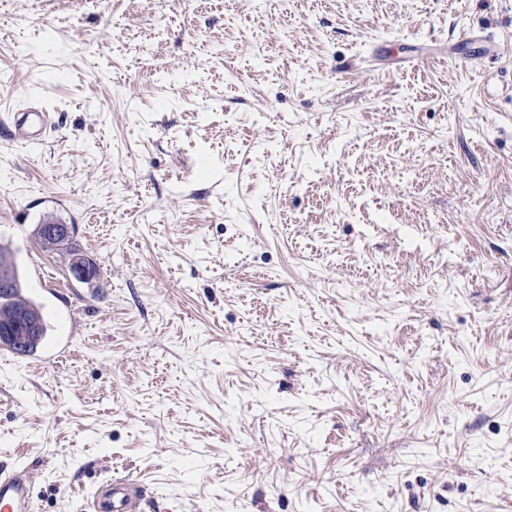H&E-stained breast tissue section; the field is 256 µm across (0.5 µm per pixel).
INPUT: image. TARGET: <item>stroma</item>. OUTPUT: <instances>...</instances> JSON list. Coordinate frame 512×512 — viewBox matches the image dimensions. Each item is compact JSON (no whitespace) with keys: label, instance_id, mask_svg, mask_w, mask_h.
<instances>
[{"label":"stroma","instance_id":"stroma-1","mask_svg":"<svg viewBox=\"0 0 512 512\" xmlns=\"http://www.w3.org/2000/svg\"><path fill=\"white\" fill-rule=\"evenodd\" d=\"M1 244L34 512H512V0H0ZM50 125L51 113L39 105H32L26 111L16 113L11 135L16 140L38 144L43 142L44 134ZM54 224L53 222H45L44 224H38L37 226V236L40 241V243L49 250H65L67 255L70 257L71 266L72 268L76 267L79 264H85L89 263L87 259H85L84 255L81 253L80 249L77 247L76 242L74 241V233L75 230L72 228V233L69 236V239L66 242H63L59 238H52L50 237L45 229H47L48 232L51 235H57L59 237H66L69 232L71 231V228L67 225L57 224V226H51ZM6 254L8 256L0 257V324L10 323L16 317L24 314L29 321L34 325L37 333L34 336H14L13 332L24 328L26 332H31V324L23 317L16 318L11 324H5L4 327L0 326V335L9 336L11 338L1 339L0 343L5 346L12 347L23 353H29L37 346L38 336L47 335V325L44 322L37 303L28 297L25 293L23 282L20 278L17 266L14 265V273L9 282V271L13 268V261L11 254L4 247L0 246V255ZM52 342L47 340L44 342L45 348L52 347ZM143 488L130 478H115L105 491L89 503L90 512L141 511Z\"/></svg>","mask_w":512,"mask_h":512}]
</instances>
